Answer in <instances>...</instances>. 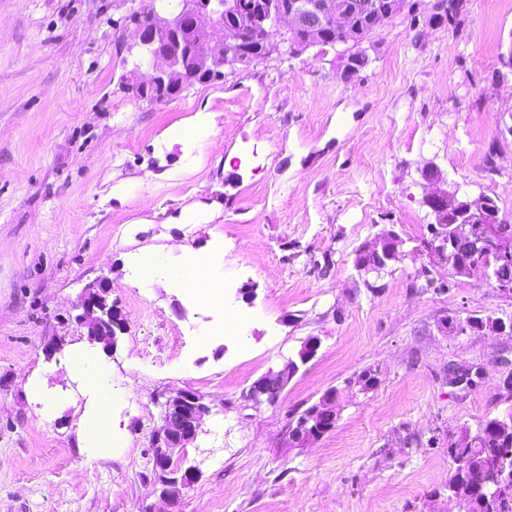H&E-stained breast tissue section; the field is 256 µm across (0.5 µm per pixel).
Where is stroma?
<instances>
[{"instance_id":"35a3bbf8","label":"stroma","mask_w":512,"mask_h":512,"mask_svg":"<svg viewBox=\"0 0 512 512\" xmlns=\"http://www.w3.org/2000/svg\"><path fill=\"white\" fill-rule=\"evenodd\" d=\"M434 2L380 24L360 71L331 47L274 52L151 105L122 83L133 0H0V512H458L448 439L505 410L512 335L440 326L512 317V296L477 275L418 288L409 251L430 236V165L512 222V81H495L512 0H461L452 25ZM196 116L206 142L170 138ZM390 229L401 256L372 293L355 252ZM154 254L218 263V304L140 278L135 258ZM103 277L128 325L98 353L106 401L68 368L89 346L75 305ZM231 314L244 337L225 335ZM311 336L279 401L247 400ZM368 368L377 386L352 387ZM184 389L211 412L173 456L197 476L169 504L150 436ZM330 390L334 429L292 446L291 417ZM103 402L114 442L82 449Z\"/></svg>"}]
</instances>
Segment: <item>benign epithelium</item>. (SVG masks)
Segmentation results:
<instances>
[{"instance_id": "7a95c632", "label": "benign epithelium", "mask_w": 512, "mask_h": 512, "mask_svg": "<svg viewBox=\"0 0 512 512\" xmlns=\"http://www.w3.org/2000/svg\"><path fill=\"white\" fill-rule=\"evenodd\" d=\"M235 5V0H176L174 4L151 0L148 21H136L131 27L129 49L148 52V64L134 73L132 88L140 94L154 91L162 96L167 78L178 67L186 65L205 82L224 76L228 62L244 52L242 30L224 21V16L232 14ZM265 5L267 10L260 12L257 22L264 25L266 38L270 40L278 35L286 40L303 33L302 41L293 44L297 52L320 45V35L327 28L341 30L345 25L341 0H291L286 9L278 5V0H265ZM354 7L372 13L380 22L394 16L399 2L355 0ZM423 205L435 218V235L430 241L413 247L411 256L423 259L421 266L433 271L458 254L483 251L494 256L501 265L473 266L468 268L467 276L480 272L493 287L511 296L512 269L508 268V263L512 262V236L502 232L499 213H493L488 235L477 238L463 232L450 238L445 219L448 192L439 189L427 194ZM465 205L466 217L483 218L489 212L484 195L465 201ZM399 242L401 238L395 231L371 240L366 252L372 255L374 264L357 268L358 276L364 280L368 273H379L398 261ZM111 295L112 284L103 279L85 289L77 304L81 309L78 320L86 327L89 342L103 345L106 351L117 347L119 333L124 331L123 319L110 300ZM318 348L317 338L307 339L299 351L300 361L288 358L280 368L268 370L249 387L246 398L256 404L276 403L299 371V363L305 364L314 358ZM163 408V424L154 430L151 448L167 476L161 498L173 500L193 482L195 468L174 467L172 457L176 450L196 439L210 408L200 396L188 390L167 397Z\"/></svg>"}]
</instances>
